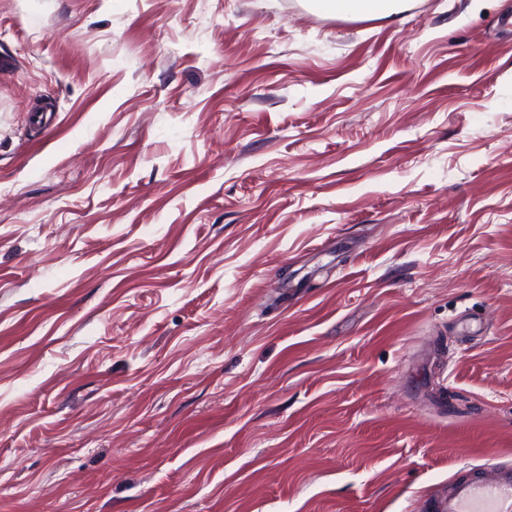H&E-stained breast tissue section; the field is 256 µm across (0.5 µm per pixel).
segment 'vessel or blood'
Segmentation results:
<instances>
[{"mask_svg": "<svg viewBox=\"0 0 512 512\" xmlns=\"http://www.w3.org/2000/svg\"><path fill=\"white\" fill-rule=\"evenodd\" d=\"M435 512H512V467H491L483 478L455 481Z\"/></svg>", "mask_w": 512, "mask_h": 512, "instance_id": "vessel-or-blood-1", "label": "vessel or blood"}]
</instances>
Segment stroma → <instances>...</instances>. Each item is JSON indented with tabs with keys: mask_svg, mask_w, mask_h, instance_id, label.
<instances>
[{
	"mask_svg": "<svg viewBox=\"0 0 512 512\" xmlns=\"http://www.w3.org/2000/svg\"><path fill=\"white\" fill-rule=\"evenodd\" d=\"M512 466V0H0V512H434ZM403 0H309L316 10L331 16L365 19L389 17Z\"/></svg>",
	"mask_w": 512,
	"mask_h": 512,
	"instance_id": "stroma-1",
	"label": "stroma"
}]
</instances>
